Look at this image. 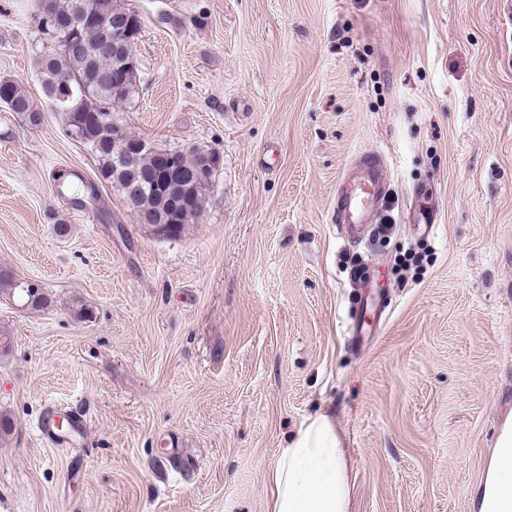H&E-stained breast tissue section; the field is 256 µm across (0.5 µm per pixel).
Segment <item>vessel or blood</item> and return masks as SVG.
I'll use <instances>...</instances> for the list:
<instances>
[{
    "mask_svg": "<svg viewBox=\"0 0 512 512\" xmlns=\"http://www.w3.org/2000/svg\"><path fill=\"white\" fill-rule=\"evenodd\" d=\"M389 192L390 178L382 153H360L345 168L332 208V222L344 239L353 243L373 230L382 219ZM386 308L387 301L381 294L374 296L370 303H356L353 323L348 328L352 344H365L368 329L380 324ZM86 430V417L70 416L55 408L48 409L40 424L41 434L58 446L72 444Z\"/></svg>",
    "mask_w": 512,
    "mask_h": 512,
    "instance_id": "b4317fda",
    "label": "vessel or blood"
}]
</instances>
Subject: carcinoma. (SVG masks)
<instances>
[{
	"mask_svg": "<svg viewBox=\"0 0 512 512\" xmlns=\"http://www.w3.org/2000/svg\"><path fill=\"white\" fill-rule=\"evenodd\" d=\"M128 12L130 9L114 2L102 12L97 0H55V22L48 25L43 20L38 21L44 39L52 44L39 61L42 88L47 100L63 110L67 131L89 145L97 156L100 176L122 194L127 184L137 185L140 202L131 210L138 222L165 235L169 219H177L175 228L180 229L204 210L207 189L198 190L189 200L168 192L170 187L185 192L195 187V163L202 149L175 150L180 161L169 169V150H152L139 137L127 133L122 143L139 148L137 169L115 168L112 145L116 143L117 128L122 123L123 108L114 103L112 70L115 61L106 50L103 38L112 31L116 20H127ZM0 102L10 111L25 115L32 126L42 121L41 112L13 82H0ZM58 193L78 195L86 200L94 189L81 179L75 186H60Z\"/></svg>",
	"mask_w": 512,
	"mask_h": 512,
	"instance_id": "obj_1",
	"label": "carcinoma"
}]
</instances>
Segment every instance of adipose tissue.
I'll return each instance as SVG.
<instances>
[{"instance_id":"obj_1","label":"adipose tissue","mask_w":512,"mask_h":512,"mask_svg":"<svg viewBox=\"0 0 512 512\" xmlns=\"http://www.w3.org/2000/svg\"><path fill=\"white\" fill-rule=\"evenodd\" d=\"M268 512H350V464L332 412L308 418L268 473ZM484 512H512V429L490 462Z\"/></svg>"}]
</instances>
